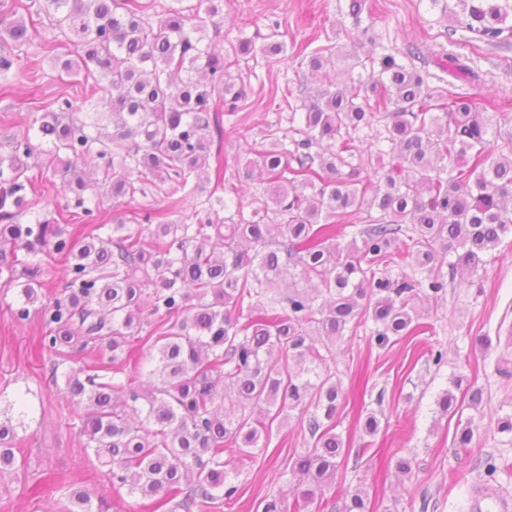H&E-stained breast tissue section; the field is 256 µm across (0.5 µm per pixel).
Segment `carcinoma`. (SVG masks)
<instances>
[{
  "label": "carcinoma",
  "instance_id": "obj_1",
  "mask_svg": "<svg viewBox=\"0 0 512 512\" xmlns=\"http://www.w3.org/2000/svg\"><path fill=\"white\" fill-rule=\"evenodd\" d=\"M145 18L140 0H28L66 37L55 69L84 75L112 103V131L75 120L70 86L51 109L32 114L28 130L0 153V279L18 288L16 321L41 325L53 352V373L79 408L78 435L105 468L112 491L138 495L162 508L205 512L239 487L227 469L249 463L274 421L296 413L312 441L291 458L299 483L292 504L280 495L262 512H325L323 490L342 465L363 459L336 433L344 392L327 369L336 342L372 323L378 346L410 341L433 330L419 303L446 291V277L485 267L512 235V149L495 147L512 131L448 81L433 91L419 71L392 54L378 76L331 83L303 100L289 124L300 138L271 128L249 147L244 177L259 168L267 200L250 217L239 207L222 217L224 172L210 175L214 136L223 111L245 97L230 58L253 50L244 40L219 55L206 44L218 28L224 0L205 11L183 0ZM448 41L465 31L489 45L512 43V0H458ZM14 0H0V27L13 42L0 55V80L16 52L35 37L13 20ZM330 47L308 56L313 72L336 68ZM448 76L474 78L449 57ZM385 113L390 162L367 168L351 132ZM61 178L59 217L22 224L36 176L29 160ZM150 183L164 206L118 209ZM112 202V223L99 208ZM363 224H349L356 213ZM180 214L177 220L172 214ZM97 224L98 234L73 242L67 222ZM351 240L342 243V239ZM64 258L61 289L40 301L39 256ZM448 273H443V265ZM408 266L411 276L392 277ZM288 281V292L271 293ZM137 356L154 366L144 381L124 375ZM455 391L436 402L445 416L479 409L482 391L458 376ZM460 395H455V392ZM473 420L455 432L453 447L469 448ZM16 425L0 422V479L17 463ZM230 459H224V455ZM493 479L512 461L478 460ZM70 512H106L107 501L63 485ZM342 512H370L362 487L346 494Z\"/></svg>",
  "mask_w": 512,
  "mask_h": 512
}]
</instances>
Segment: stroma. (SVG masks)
Masks as SVG:
<instances>
[{
  "instance_id": "stroma-1",
  "label": "stroma",
  "mask_w": 512,
  "mask_h": 512,
  "mask_svg": "<svg viewBox=\"0 0 512 512\" xmlns=\"http://www.w3.org/2000/svg\"><path fill=\"white\" fill-rule=\"evenodd\" d=\"M351 0H226L224 20L215 37L217 46L247 39L261 46L285 35L292 44L333 43L360 57L395 55L408 60V50L420 48L429 62L421 71L429 86H438L449 55L459 56L478 75L477 81L458 82V92L478 99L488 113H512V49L504 51L470 39L450 45L447 22L428 0H364L359 16L350 14ZM246 96L234 115L224 119L221 164L225 200L243 195L245 211L263 199V180H245L242 164L250 143L261 140L269 126L289 130L288 115L302 103V91H315L306 65L290 49L274 58L262 54L240 56L231 69ZM63 83L51 59L37 70L17 62L8 81H0V123L12 133L25 134L31 112L45 110ZM16 291L0 286V411L29 413L19 429L16 452L24 471L19 479L0 481V512H68L70 504L60 484L71 477L91 494L107 495L110 512H154L147 500L128 494L114 495L102 469L85 449L75 425L73 405L53 385L51 355L39 344V327L17 324L11 308ZM435 327L430 336L379 347L369 335L358 333L336 347L330 370L339 378L344 401L337 431L360 445L364 437L356 426L359 413L383 410L387 427L372 439V450L361 462L347 460L326 496L341 501L347 490L364 486L375 512H419L429 499L428 512H467V484L456 481L458 472L468 482L479 481L473 463L478 454L512 459V436L497 433L494 422L512 414V239L496 252L494 263L473 283L454 281L445 295L427 303ZM489 346H482V337ZM444 353L434 363L430 350ZM468 377L483 391L484 410L464 409V417L477 424L471 447H453L454 418L440 415L436 399L451 388L455 376ZM383 405H376L378 392ZM310 443L297 419L274 424L269 444L256 449L250 471L240 474L237 500L217 501L208 512H261L270 494L290 495L294 481L288 462ZM411 454V477L398 476L390 464L393 455Z\"/></svg>"
}]
</instances>
